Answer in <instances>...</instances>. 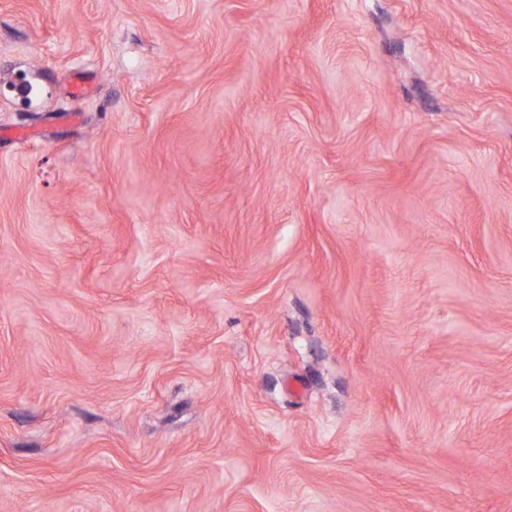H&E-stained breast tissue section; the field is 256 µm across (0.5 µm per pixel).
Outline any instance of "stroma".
<instances>
[{"mask_svg":"<svg viewBox=\"0 0 512 512\" xmlns=\"http://www.w3.org/2000/svg\"><path fill=\"white\" fill-rule=\"evenodd\" d=\"M0 512H512V0H0Z\"/></svg>","mask_w":512,"mask_h":512,"instance_id":"1","label":"stroma"}]
</instances>
